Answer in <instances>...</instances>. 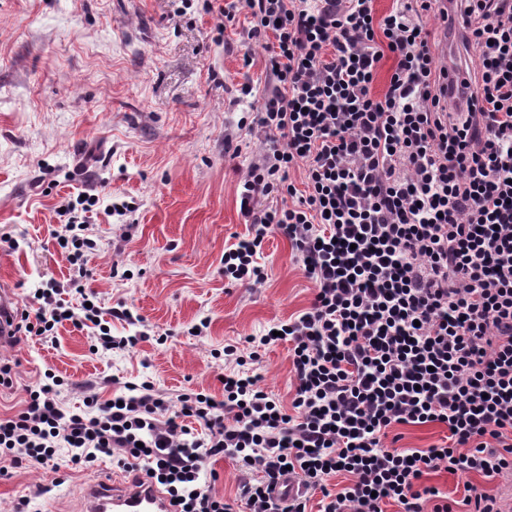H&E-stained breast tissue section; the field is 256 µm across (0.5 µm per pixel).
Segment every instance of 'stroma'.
<instances>
[{"instance_id": "35a3bbf8", "label": "stroma", "mask_w": 512, "mask_h": 512, "mask_svg": "<svg viewBox=\"0 0 512 512\" xmlns=\"http://www.w3.org/2000/svg\"><path fill=\"white\" fill-rule=\"evenodd\" d=\"M248 30L245 14L224 27L203 0H0V279L26 308L41 287L79 306L51 236L56 208L81 191L117 195L133 210L94 211L86 289L102 311L122 304L138 315L133 325L111 320L113 335H145L135 348L98 353L92 329L67 321L51 340L19 336L0 349L15 372L0 388V415L20 409L26 387L48 372L68 380L70 409L87 389L106 400L144 381L171 400L190 390L223 399L236 369L225 345L245 346L309 307L313 285L279 234L262 244L265 283L224 278L225 248L249 230L238 185L265 148L239 126L271 82L268 53ZM247 82L256 93L244 97ZM289 348L270 345L249 366L286 407L296 383ZM112 471L108 459L84 470L13 469L0 478V512L30 494L38 512H79L86 486ZM468 481L512 512L511 474L424 478L457 500Z\"/></svg>"}]
</instances>
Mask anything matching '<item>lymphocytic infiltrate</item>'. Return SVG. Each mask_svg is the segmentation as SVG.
<instances>
[{"instance_id": "f902f5d3", "label": "lymphocytic infiltrate", "mask_w": 512, "mask_h": 512, "mask_svg": "<svg viewBox=\"0 0 512 512\" xmlns=\"http://www.w3.org/2000/svg\"><path fill=\"white\" fill-rule=\"evenodd\" d=\"M249 16L268 42L273 81L247 128L266 148L240 184L247 238L224 251V277L264 283L257 261L268 233L286 238L313 285L309 308L253 338L224 397L169 401L145 382L122 399L61 405L64 378L27 387L21 409L0 417V476L66 456L89 468L100 456L152 477L178 512H307L306 493L336 474L351 482L319 512H456L423 485L439 471L492 479L512 472V0H400L377 18L373 0H226L220 16ZM459 12L465 51L479 60L463 96L448 99L421 19ZM394 68L382 96L372 85L384 54ZM303 165V188L289 183ZM126 203L89 195L58 208L54 237L84 294L97 243L88 215ZM98 305L72 311L41 291L17 330L42 338L71 322L93 327L104 351L135 347L114 336ZM290 345L297 381L284 409L245 372L262 347ZM202 421L197 436L187 419ZM446 425V444L392 448L398 424ZM259 471L236 500L207 481L211 460ZM294 480L303 494L274 497Z\"/></svg>"}]
</instances>
